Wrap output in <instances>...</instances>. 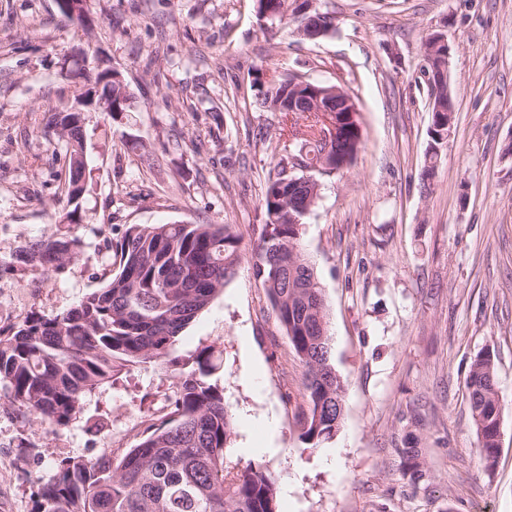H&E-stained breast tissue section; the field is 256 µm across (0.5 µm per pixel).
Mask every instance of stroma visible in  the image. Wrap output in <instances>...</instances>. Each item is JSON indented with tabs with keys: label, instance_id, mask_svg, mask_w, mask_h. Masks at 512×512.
Here are the masks:
<instances>
[{
	"label": "stroma",
	"instance_id": "stroma-1",
	"mask_svg": "<svg viewBox=\"0 0 512 512\" xmlns=\"http://www.w3.org/2000/svg\"><path fill=\"white\" fill-rule=\"evenodd\" d=\"M333 19L316 41L297 15L255 0H89L90 26L55 0H0V252L56 231L69 205L64 150L43 131L65 109L74 47L112 62L135 97L87 128L91 170L81 258L62 272L0 267V326L52 315L98 288L104 238L130 224H230L244 253L267 222L265 178L280 156V112L260 108L257 70L336 85L354 98L364 148L321 175L304 254L325 290L345 389L336 436L305 450V369L250 262L182 332L177 353L212 346L235 413L230 459L262 460L288 512H512V0H313ZM444 35L455 128L424 181L431 91L425 41ZM138 140L130 152L125 144ZM496 362L501 443L478 455L467 380ZM171 392L153 364L131 367L67 427L18 418L0 399V512H30L67 457H121ZM419 451L420 480L402 448Z\"/></svg>",
	"mask_w": 512,
	"mask_h": 512
}]
</instances>
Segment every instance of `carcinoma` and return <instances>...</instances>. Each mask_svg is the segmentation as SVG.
Instances as JSON below:
<instances>
[{"mask_svg":"<svg viewBox=\"0 0 512 512\" xmlns=\"http://www.w3.org/2000/svg\"><path fill=\"white\" fill-rule=\"evenodd\" d=\"M258 13L282 19L301 13L309 0H257ZM294 80L256 77L253 88L270 109L288 102ZM334 155L316 124L298 121L280 129L283 144L263 196L267 222L252 254V270L265 289L290 344L306 370L307 413L299 438L315 450L339 429L344 389L333 365L324 289L300 248L303 219L319 193L298 185L304 170L331 173L353 164L363 144L357 122L340 112ZM44 129L65 150L68 200L79 210L86 169L74 144L82 143L80 116L48 109ZM109 274L103 284L72 307L51 316L32 314L0 330V388L23 418L37 416L53 428L76 419L84 402L112 385L133 364L165 367L172 380L169 412L148 425L120 458H65L33 494L31 512H280L276 479L261 461L239 471L229 459L236 418L223 390L211 381L215 347L183 358L176 354L181 332L237 274L244 254L229 224H131L116 239H104ZM81 255L80 240L56 230L31 239L0 258V266L38 269L49 276ZM494 357L471 364L467 389L479 455L489 466L499 451L493 399Z\"/></svg>","mask_w":512,"mask_h":512,"instance_id":"obj_1","label":"carcinoma"}]
</instances>
